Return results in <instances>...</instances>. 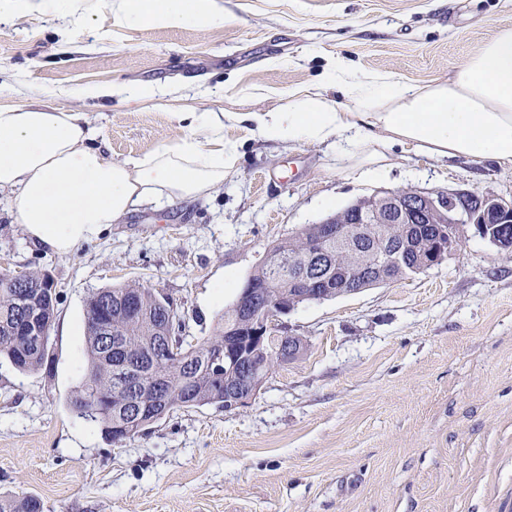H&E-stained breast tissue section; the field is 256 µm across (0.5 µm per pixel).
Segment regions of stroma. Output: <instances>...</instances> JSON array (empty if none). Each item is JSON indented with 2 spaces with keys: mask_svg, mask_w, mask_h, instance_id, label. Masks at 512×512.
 I'll list each match as a JSON object with an SVG mask.
<instances>
[{
  "mask_svg": "<svg viewBox=\"0 0 512 512\" xmlns=\"http://www.w3.org/2000/svg\"><path fill=\"white\" fill-rule=\"evenodd\" d=\"M210 28L85 27L36 13L0 23V105L44 99L87 112L118 161L188 134L181 112H263L345 57L425 85L453 78L512 29V0H216ZM114 83L173 87L138 106L68 97ZM239 160L210 195L144 206L58 255L29 242L0 193V271L46 273L60 292L51 372L0 360V496L44 512H512V252L470 236L440 265L300 305L305 337L237 408L180 410L123 445L67 400L86 368L92 292L140 283L211 335L272 245L381 189L512 200V169L394 146L379 174L329 144H273L230 127ZM0 512H43V504L40 499L30 495L0 496Z\"/></svg>",
  "mask_w": 512,
  "mask_h": 512,
  "instance_id": "stroma-1",
  "label": "stroma"
}]
</instances>
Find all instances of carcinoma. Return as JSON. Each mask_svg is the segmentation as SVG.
Wrapping results in <instances>:
<instances>
[{
    "mask_svg": "<svg viewBox=\"0 0 512 512\" xmlns=\"http://www.w3.org/2000/svg\"><path fill=\"white\" fill-rule=\"evenodd\" d=\"M320 224H307L293 237L271 248L277 261H290L302 248V240L318 236ZM49 278L47 273L14 275L0 273V357L17 370L37 371L51 361L48 345H36L28 337L33 327L51 330L56 317L58 293L47 294L30 284ZM243 286L254 290L252 299L260 305L265 296L288 299L294 288L289 268L281 273L260 262L246 277ZM143 309V316L123 315L126 304ZM166 299L142 284L101 288L85 305L84 338L86 371L68 400L77 415L99 424L105 439L112 440L113 429L129 426V441L144 433L162 417L180 408L224 407V386L236 388L240 396L248 388L249 372L224 367V328L245 331L243 318L229 304L218 321L214 334L191 342L185 336L186 321L167 315ZM171 335H161L164 327ZM119 352L106 354L107 344ZM254 358L253 366H274L288 361V355L274 350L263 356L256 349L244 348ZM0 512H43L40 499L30 496H0Z\"/></svg>",
    "mask_w": 512,
    "mask_h": 512,
    "instance_id": "obj_1",
    "label": "carcinoma"
}]
</instances>
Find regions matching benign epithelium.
I'll return each mask as SVG.
<instances>
[{
  "instance_id": "obj_1",
  "label": "benign epithelium",
  "mask_w": 512,
  "mask_h": 512,
  "mask_svg": "<svg viewBox=\"0 0 512 512\" xmlns=\"http://www.w3.org/2000/svg\"><path fill=\"white\" fill-rule=\"evenodd\" d=\"M349 212L351 219L347 221L325 222L320 241L309 243L308 248L291 262L293 285L298 288L296 300L321 302L330 293L340 297L360 292L350 277L334 286L327 278H313L310 266L323 265L329 258L323 249L326 241L336 242L342 247L343 254L354 258L356 276H365L371 266L375 271L371 279L381 284L441 264L458 250L460 239L467 236L470 229L493 246L512 251V225L472 224L474 215L485 217L492 212L504 217L512 214L511 202L493 196L382 190L350 204ZM417 222L430 228V233L424 235L413 231V224ZM375 224H399L401 228L393 242L381 240L367 249V242L377 238L373 229ZM410 254L416 256L412 265L407 264ZM250 294L251 290H245L238 301L241 315L249 327L250 339L261 343L267 340L280 349L287 348L293 357H300L306 350V343H299L297 337L280 331L277 324L279 316L291 312L294 306L274 300L256 306L250 301Z\"/></svg>"
}]
</instances>
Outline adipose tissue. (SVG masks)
<instances>
[{"label":"adipose tissue","instance_id":"ef3b65f1","mask_svg":"<svg viewBox=\"0 0 512 512\" xmlns=\"http://www.w3.org/2000/svg\"><path fill=\"white\" fill-rule=\"evenodd\" d=\"M119 21L207 28L212 0H110ZM337 95L306 88L264 112H181L189 136L121 161L96 144L88 115L34 104L0 106V191L27 237L74 253L145 204L210 194L238 158L224 134L241 126L263 142L332 143L344 167L381 164L392 146L432 158L488 159L512 169V29L498 31L446 82L416 85L333 65Z\"/></svg>","mask_w":512,"mask_h":512}]
</instances>
